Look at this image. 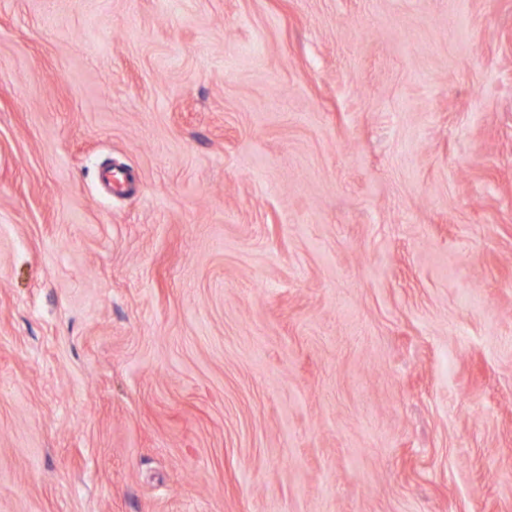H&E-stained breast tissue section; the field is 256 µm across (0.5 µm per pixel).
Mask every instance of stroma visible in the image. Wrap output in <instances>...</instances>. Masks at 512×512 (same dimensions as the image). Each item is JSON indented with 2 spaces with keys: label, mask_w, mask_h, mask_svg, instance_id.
I'll list each match as a JSON object with an SVG mask.
<instances>
[{
  "label": "stroma",
  "mask_w": 512,
  "mask_h": 512,
  "mask_svg": "<svg viewBox=\"0 0 512 512\" xmlns=\"http://www.w3.org/2000/svg\"><path fill=\"white\" fill-rule=\"evenodd\" d=\"M0 512H512V0H0Z\"/></svg>",
  "instance_id": "35a3bbf8"
}]
</instances>
